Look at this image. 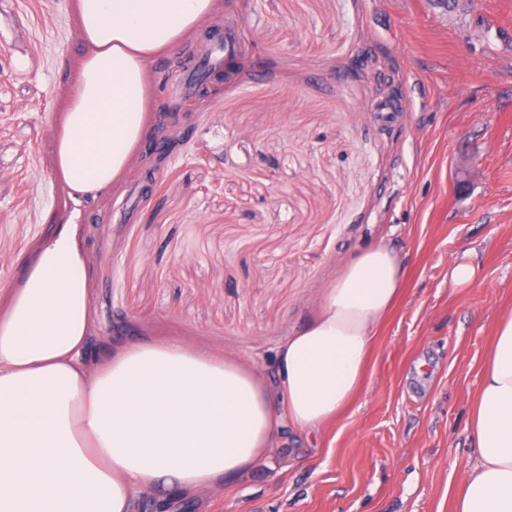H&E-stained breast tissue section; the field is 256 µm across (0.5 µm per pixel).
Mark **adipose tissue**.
<instances>
[{
	"label": "adipose tissue",
	"instance_id": "1",
	"mask_svg": "<svg viewBox=\"0 0 512 512\" xmlns=\"http://www.w3.org/2000/svg\"><path fill=\"white\" fill-rule=\"evenodd\" d=\"M215 0H80L87 51L56 135L73 198L119 184L149 127L159 55L199 29ZM90 268L73 228L46 237L0 318V512H130L136 492L181 495L249 474L277 431L320 433L357 395L403 267L363 250L282 342L265 382L230 353L139 344L94 363ZM474 464L455 512H512V311L499 316L472 401Z\"/></svg>",
	"mask_w": 512,
	"mask_h": 512
}]
</instances>
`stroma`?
Masks as SVG:
<instances>
[{"instance_id":"35a3bbf8","label":"stroma","mask_w":512,"mask_h":512,"mask_svg":"<svg viewBox=\"0 0 512 512\" xmlns=\"http://www.w3.org/2000/svg\"><path fill=\"white\" fill-rule=\"evenodd\" d=\"M78 27V0H0V317L42 240L73 224L103 358L186 339L270 379L363 249L391 246L404 266L369 385L337 422L278 440L229 486L135 502L454 512L470 397L512 309V0H217L151 70L149 137L169 150L141 143L126 180L80 204L52 137L80 82ZM219 29L230 78L176 96ZM392 87L401 111H376ZM458 263L471 282H453Z\"/></svg>"}]
</instances>
